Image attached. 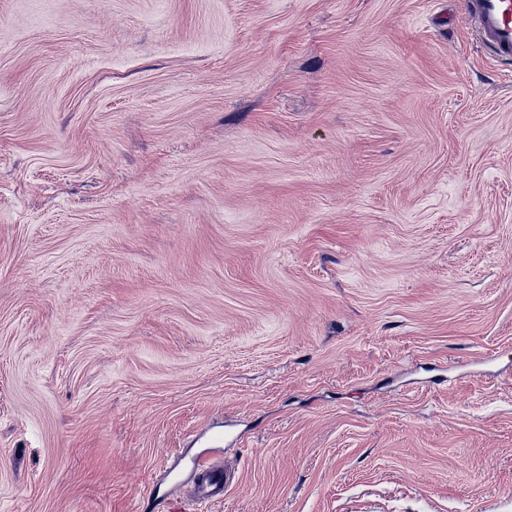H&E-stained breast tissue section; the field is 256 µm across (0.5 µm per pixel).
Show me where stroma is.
<instances>
[{
	"mask_svg": "<svg viewBox=\"0 0 512 512\" xmlns=\"http://www.w3.org/2000/svg\"><path fill=\"white\" fill-rule=\"evenodd\" d=\"M512 512V62L464 0H0V512ZM192 468L201 472L197 499L212 501L224 498V494L229 488V480L222 468L212 461L200 462L197 460L192 462Z\"/></svg>",
	"mask_w": 512,
	"mask_h": 512,
	"instance_id": "1",
	"label": "stroma"
}]
</instances>
